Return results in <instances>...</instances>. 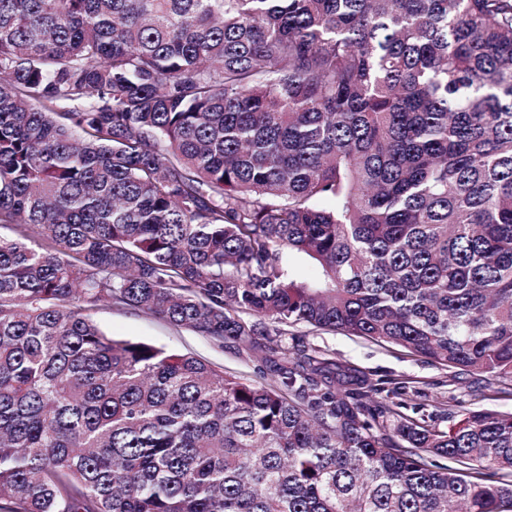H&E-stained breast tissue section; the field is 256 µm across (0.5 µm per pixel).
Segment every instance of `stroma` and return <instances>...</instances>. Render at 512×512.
I'll return each instance as SVG.
<instances>
[{
    "instance_id": "obj_1",
    "label": "stroma",
    "mask_w": 512,
    "mask_h": 512,
    "mask_svg": "<svg viewBox=\"0 0 512 512\" xmlns=\"http://www.w3.org/2000/svg\"><path fill=\"white\" fill-rule=\"evenodd\" d=\"M91 319L106 334L133 338L167 350L192 355L214 369L255 378L257 361L246 352L218 346L184 327L151 318L121 307L91 311ZM290 332L294 341L319 348L337 360L356 365L375 378L412 382L425 397L424 412L430 423L453 426L464 412L479 407L512 411V382L485 379L409 355L401 347L342 333L314 332L297 325Z\"/></svg>"
}]
</instances>
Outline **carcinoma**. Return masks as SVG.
I'll list each match as a JSON object with an SVG mask.
<instances>
[{"instance_id":"obj_1","label":"carcinoma","mask_w":512,"mask_h":512,"mask_svg":"<svg viewBox=\"0 0 512 512\" xmlns=\"http://www.w3.org/2000/svg\"><path fill=\"white\" fill-rule=\"evenodd\" d=\"M0 224V512H512V412L283 345L512 379V0H0ZM89 314L108 335L133 338L175 353L189 354L224 373L258 380L255 371L259 363L246 352H238L225 344L224 347L218 346L185 327H176L165 320L147 317L121 307L100 308L90 311ZM288 344H310L336 360L346 361L374 374V379L409 381L425 392L427 397L416 403L426 404L424 414L430 424L450 428L466 410L478 407L512 411V382L485 379L446 368L430 360L409 355L395 345H381L362 337L342 333L311 332L304 325L290 327ZM421 412V413H422ZM420 413V414H421Z\"/></svg>"}]
</instances>
